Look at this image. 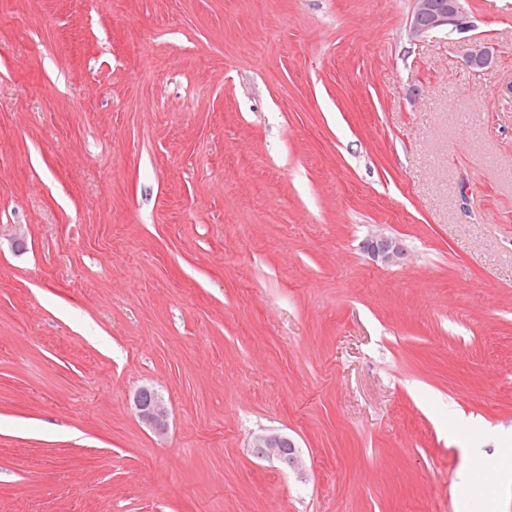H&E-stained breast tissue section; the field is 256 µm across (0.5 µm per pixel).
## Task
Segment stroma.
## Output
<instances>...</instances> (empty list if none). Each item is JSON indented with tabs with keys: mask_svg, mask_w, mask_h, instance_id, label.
<instances>
[{
	"mask_svg": "<svg viewBox=\"0 0 512 512\" xmlns=\"http://www.w3.org/2000/svg\"><path fill=\"white\" fill-rule=\"evenodd\" d=\"M413 6L0 0V512H459L499 466L512 0ZM408 19L409 33L421 39L429 34L452 27L459 30L466 23V11L461 0H415ZM459 54L465 67L472 69L478 61L483 62V68L488 67L494 61L490 46L484 41H475L462 44L459 47ZM367 245L371 254L384 263L397 261L402 253L401 246L396 240L382 234L371 236ZM133 407L142 423L157 434L164 433L169 419V409L159 392L141 388L133 397ZM252 448L258 456L276 461L289 470L300 469V457L295 442L286 434L278 431H264L256 434Z\"/></svg>",
	"mask_w": 512,
	"mask_h": 512,
	"instance_id": "stroma-1",
	"label": "stroma"
}]
</instances>
